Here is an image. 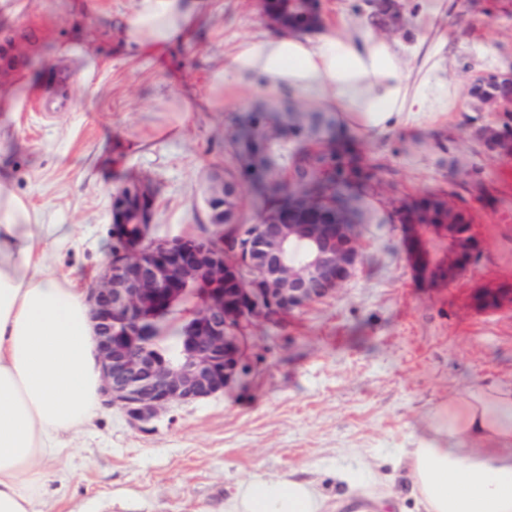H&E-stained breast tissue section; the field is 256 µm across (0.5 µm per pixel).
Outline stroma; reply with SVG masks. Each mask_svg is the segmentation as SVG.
Wrapping results in <instances>:
<instances>
[{
  "mask_svg": "<svg viewBox=\"0 0 512 512\" xmlns=\"http://www.w3.org/2000/svg\"><path fill=\"white\" fill-rule=\"evenodd\" d=\"M8 0L0 67L19 94L0 106V174L63 233L48 261L92 286L112 253V198L141 182L155 198L153 241L238 237L263 212L260 188L288 187L290 168L263 167L233 147L241 122L265 112L272 151L295 149L284 94L224 79V58L274 34L270 0H208L191 38L126 48L138 0ZM390 33L408 92L434 88V111L373 139L338 128L325 136L374 176L354 229L357 272L326 300L245 328L238 376L208 399L175 404L145 427L103 406L69 437L41 512H224L242 482L288 473L328 498L335 473L378 465L418 512L396 463L426 413L473 381L512 380V303L481 309L480 287L512 286V135L485 146L478 128L502 125L469 94L475 77L512 73V0H394ZM315 32L376 33L365 0H314ZM67 102L38 112L34 100ZM240 187L238 221L211 224L210 172ZM423 199L466 213L479 250L454 281L423 280L406 246L404 213Z\"/></svg>",
  "mask_w": 512,
  "mask_h": 512,
  "instance_id": "35a3bbf8",
  "label": "stroma"
}]
</instances>
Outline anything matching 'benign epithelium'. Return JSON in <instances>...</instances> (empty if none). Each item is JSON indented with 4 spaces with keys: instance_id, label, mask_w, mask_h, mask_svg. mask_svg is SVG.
Masks as SVG:
<instances>
[{
    "instance_id": "7a95c632",
    "label": "benign epithelium",
    "mask_w": 512,
    "mask_h": 512,
    "mask_svg": "<svg viewBox=\"0 0 512 512\" xmlns=\"http://www.w3.org/2000/svg\"><path fill=\"white\" fill-rule=\"evenodd\" d=\"M213 224H234L239 187L211 179ZM152 197L143 185L127 187L112 210L115 251L89 288L96 320L101 394L133 424L145 423L176 403L207 399L238 375L243 330L252 317H271L319 302L354 275L360 262L353 225L310 202L271 207L226 259L227 244L183 238L143 244L151 229ZM440 224H423L408 211L407 238L416 269L433 281L451 282L468 265L478 239L462 211L438 201ZM200 304L191 313L181 356L165 360L147 346L144 320L174 309L188 288Z\"/></svg>"
}]
</instances>
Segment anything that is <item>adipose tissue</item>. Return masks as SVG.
Masks as SVG:
<instances>
[{
    "instance_id": "adipose-tissue-1",
    "label": "adipose tissue",
    "mask_w": 512,
    "mask_h": 512,
    "mask_svg": "<svg viewBox=\"0 0 512 512\" xmlns=\"http://www.w3.org/2000/svg\"><path fill=\"white\" fill-rule=\"evenodd\" d=\"M203 0H139L126 32L141 50L186 40ZM225 74L301 94L337 125L380 134L429 112L408 99L398 53L384 39L299 30L242 44ZM48 225L0 176V512H38L62 439L100 409L87 290L48 262ZM400 464L422 512H512V384L474 381L425 417ZM315 482L245 481L225 512H324Z\"/></svg>"
}]
</instances>
